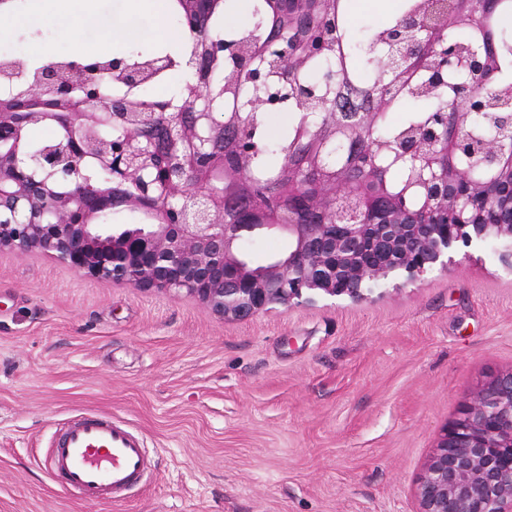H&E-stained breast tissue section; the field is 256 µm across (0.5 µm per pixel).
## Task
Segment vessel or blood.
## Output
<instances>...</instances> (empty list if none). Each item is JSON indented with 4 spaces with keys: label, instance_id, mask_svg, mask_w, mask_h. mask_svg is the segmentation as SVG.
Segmentation results:
<instances>
[{
    "label": "vessel or blood",
    "instance_id": "vessel-or-blood-1",
    "mask_svg": "<svg viewBox=\"0 0 512 512\" xmlns=\"http://www.w3.org/2000/svg\"><path fill=\"white\" fill-rule=\"evenodd\" d=\"M43 463L63 490L88 504L124 501L152 468L139 433L111 415L94 412L60 424Z\"/></svg>",
    "mask_w": 512,
    "mask_h": 512
}]
</instances>
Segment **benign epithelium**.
I'll return each mask as SVG.
<instances>
[{"instance_id":"1","label":"benign epithelium","mask_w":512,"mask_h":512,"mask_svg":"<svg viewBox=\"0 0 512 512\" xmlns=\"http://www.w3.org/2000/svg\"><path fill=\"white\" fill-rule=\"evenodd\" d=\"M220 0H181L185 25L196 30ZM421 16H411L386 38L379 67L404 59L427 75L426 84H444L448 48L442 34L448 16L483 14L493 0H425ZM237 59L225 86L208 81L212 63ZM284 53L255 63L245 44L202 41L191 58L197 78L191 88L194 112L174 101L162 104L169 141L157 148L147 135L149 120L123 110L112 98V75L130 85L152 80L164 62L129 66L115 61L94 71L75 64L60 75L51 64L23 85L19 96L49 100L60 85L68 107L62 112L18 113L0 107V143L20 137L36 118L80 127L62 152L44 149L27 165L0 150V249L38 252L89 278L135 288L184 292L213 314L245 319L272 305L297 304L311 293L361 299L371 285L405 273L414 278L445 264L448 248L473 238L504 244L512 265V150L483 144L485 178L477 184L457 166L460 129L470 115L478 85L492 76L491 58L482 50L470 56L471 85L459 111L437 127L413 128L403 135L402 152L428 171L417 207L405 195H391L384 173L368 152L369 132L378 112H324L309 140L292 150V179L272 204L256 203L227 219L224 202L255 192L256 183L240 149L239 112L224 111V92L235 87L238 72L268 67L286 72L301 65ZM493 118L512 125V92L492 103ZM119 135L103 140L98 130ZM343 140L349 157L330 162L327 143ZM93 156L110 169L108 188L87 193L61 181ZM124 207L145 213L149 224H101ZM281 233L293 250L283 261L257 268L240 252L246 234ZM417 512H512V370L490 378L464 401L457 418L441 435L415 487Z\"/></svg>"}]
</instances>
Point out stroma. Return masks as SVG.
Here are the masks:
<instances>
[{"label": "stroma", "instance_id": "obj_1", "mask_svg": "<svg viewBox=\"0 0 512 512\" xmlns=\"http://www.w3.org/2000/svg\"><path fill=\"white\" fill-rule=\"evenodd\" d=\"M77 41L16 27L0 48L98 50L150 12L93 0ZM512 369V268L486 242L352 300L315 294L247 320L186 293L80 276L0 250V512H416L414 488L463 400ZM103 412L154 466L120 503L87 505L41 466L58 423Z\"/></svg>", "mask_w": 512, "mask_h": 512}]
</instances>
